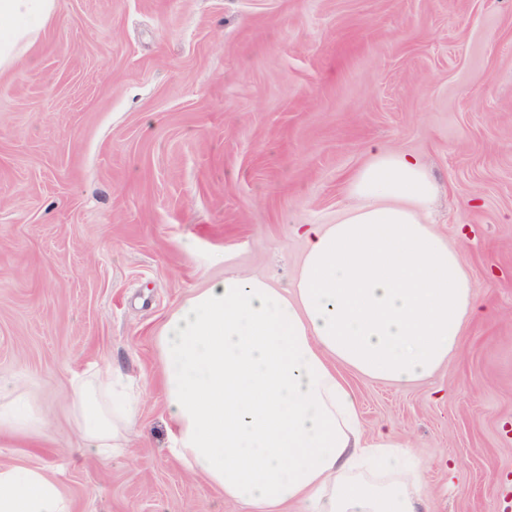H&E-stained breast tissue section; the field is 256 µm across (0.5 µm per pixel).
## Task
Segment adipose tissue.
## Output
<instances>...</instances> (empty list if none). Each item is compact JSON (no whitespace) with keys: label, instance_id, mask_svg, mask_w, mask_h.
I'll use <instances>...</instances> for the list:
<instances>
[{"label":"adipose tissue","instance_id":"ef3b65f1","mask_svg":"<svg viewBox=\"0 0 512 512\" xmlns=\"http://www.w3.org/2000/svg\"><path fill=\"white\" fill-rule=\"evenodd\" d=\"M58 0H0V72L32 48ZM358 201L336 223L308 224L290 285L226 273L160 325L171 456L252 512H419L421 473L390 432L364 437L357 398L340 373L407 385L435 373L484 308L459 250L424 215L426 166L371 153L352 175ZM121 372L75 375L81 445L122 453L139 401ZM41 418L19 385L0 383V430ZM0 512H73L45 469L0 464Z\"/></svg>","mask_w":512,"mask_h":512}]
</instances>
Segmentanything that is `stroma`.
<instances>
[{
  "mask_svg": "<svg viewBox=\"0 0 512 512\" xmlns=\"http://www.w3.org/2000/svg\"><path fill=\"white\" fill-rule=\"evenodd\" d=\"M373 149L428 167L492 315L427 380L345 371L363 429L410 447L422 512H512V0H59L0 73V378L46 421L0 464L74 512H242L168 454L155 333L226 271L289 282ZM96 366L141 397L106 460L68 409Z\"/></svg>",
  "mask_w": 512,
  "mask_h": 512,
  "instance_id": "stroma-1",
  "label": "stroma"
}]
</instances>
